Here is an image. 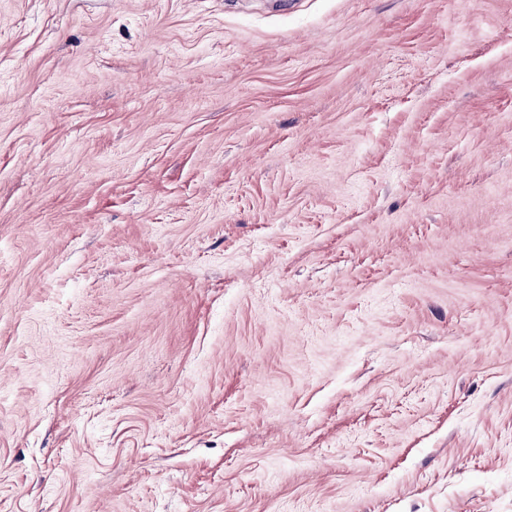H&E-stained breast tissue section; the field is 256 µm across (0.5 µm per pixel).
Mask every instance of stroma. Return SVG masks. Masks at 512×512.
<instances>
[{
	"label": "stroma",
	"instance_id": "35a3bbf8",
	"mask_svg": "<svg viewBox=\"0 0 512 512\" xmlns=\"http://www.w3.org/2000/svg\"><path fill=\"white\" fill-rule=\"evenodd\" d=\"M0 512H512V0H0Z\"/></svg>",
	"mask_w": 512,
	"mask_h": 512
}]
</instances>
